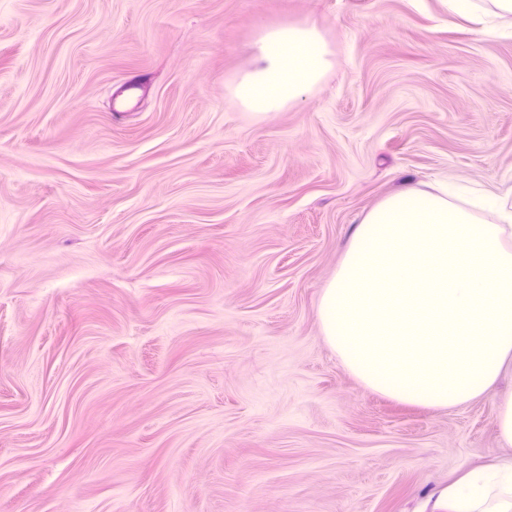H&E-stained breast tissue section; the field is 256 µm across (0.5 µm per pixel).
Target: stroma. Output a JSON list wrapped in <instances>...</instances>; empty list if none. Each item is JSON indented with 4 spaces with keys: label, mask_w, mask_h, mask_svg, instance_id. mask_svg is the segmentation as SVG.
Returning <instances> with one entry per match:
<instances>
[{
    "label": "stroma",
    "mask_w": 512,
    "mask_h": 512,
    "mask_svg": "<svg viewBox=\"0 0 512 512\" xmlns=\"http://www.w3.org/2000/svg\"><path fill=\"white\" fill-rule=\"evenodd\" d=\"M440 0H0V512H423L492 396L401 404L316 318L356 224L451 178L512 205V16ZM312 23L322 85L229 94ZM331 66V52L315 26H281L260 38L230 94L251 114L266 116L317 88Z\"/></svg>",
    "instance_id": "35a3bbf8"
}]
</instances>
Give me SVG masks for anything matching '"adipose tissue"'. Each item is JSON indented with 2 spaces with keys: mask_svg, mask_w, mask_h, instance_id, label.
Returning <instances> with one entry per match:
<instances>
[{
  "mask_svg": "<svg viewBox=\"0 0 512 512\" xmlns=\"http://www.w3.org/2000/svg\"><path fill=\"white\" fill-rule=\"evenodd\" d=\"M332 66L318 29L266 32L230 94L248 112H280ZM327 347L373 393L429 409L494 395L505 455L465 470L431 512H512V207L468 201L453 180L404 188L356 225L316 309Z\"/></svg>",
  "mask_w": 512,
  "mask_h": 512,
  "instance_id": "adipose-tissue-1",
  "label": "adipose tissue"
}]
</instances>
